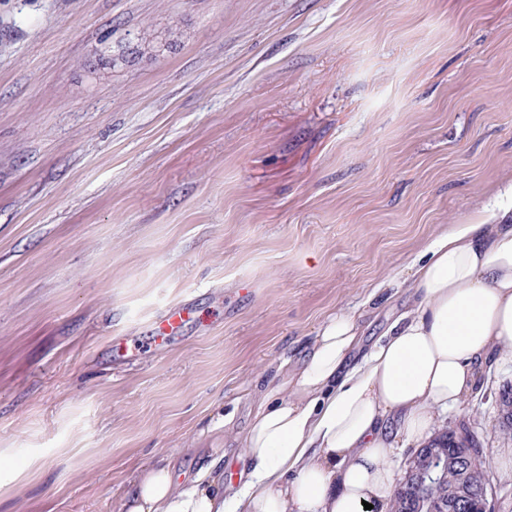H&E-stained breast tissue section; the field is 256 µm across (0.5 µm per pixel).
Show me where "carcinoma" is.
<instances>
[{
  "instance_id": "1",
  "label": "carcinoma",
  "mask_w": 512,
  "mask_h": 512,
  "mask_svg": "<svg viewBox=\"0 0 512 512\" xmlns=\"http://www.w3.org/2000/svg\"><path fill=\"white\" fill-rule=\"evenodd\" d=\"M154 38L141 33L136 42L127 46L130 55L152 52ZM496 404L501 428L512 432V385L499 389ZM432 453L441 458L438 479L431 485L414 481L395 486L390 512H479L480 499L475 492L480 482L482 462L464 453L465 443L456 429L446 427L431 441Z\"/></svg>"
}]
</instances>
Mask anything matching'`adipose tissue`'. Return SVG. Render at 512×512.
<instances>
[{"label": "adipose tissue", "mask_w": 512, "mask_h": 512, "mask_svg": "<svg viewBox=\"0 0 512 512\" xmlns=\"http://www.w3.org/2000/svg\"><path fill=\"white\" fill-rule=\"evenodd\" d=\"M410 304L362 349L358 317L331 315L300 367L257 392L236 437L237 483L221 461L180 483L167 464L139 472L123 512H387L391 459L434 436L437 410L478 397L512 350V210L445 224L412 264Z\"/></svg>", "instance_id": "obj_1"}]
</instances>
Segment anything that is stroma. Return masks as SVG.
Returning a JSON list of instances; mask_svg holds the SVG:
<instances>
[{
	"instance_id": "obj_1",
	"label": "stroma",
	"mask_w": 512,
	"mask_h": 512,
	"mask_svg": "<svg viewBox=\"0 0 512 512\" xmlns=\"http://www.w3.org/2000/svg\"><path fill=\"white\" fill-rule=\"evenodd\" d=\"M511 208L512 0H0V512L192 476L325 319L374 342L440 225ZM179 305L180 338L118 357ZM506 383L508 356L440 420L498 512Z\"/></svg>"
}]
</instances>
